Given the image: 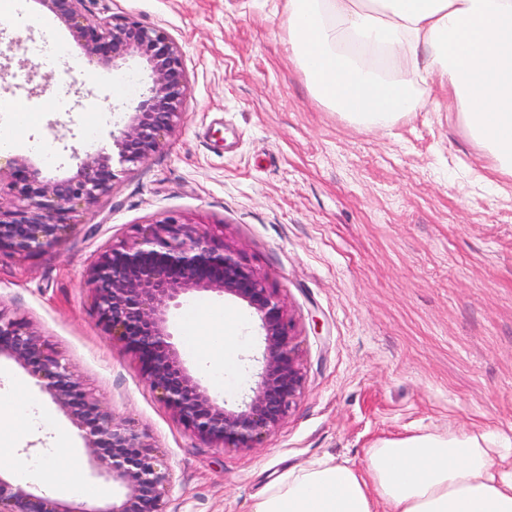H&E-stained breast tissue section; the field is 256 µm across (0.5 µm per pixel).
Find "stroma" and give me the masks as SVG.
<instances>
[{"mask_svg":"<svg viewBox=\"0 0 512 512\" xmlns=\"http://www.w3.org/2000/svg\"><path fill=\"white\" fill-rule=\"evenodd\" d=\"M86 9L168 34L189 81L183 115L146 162L113 159L110 192L79 208L59 243L26 258L0 253V303L153 444L173 473L168 512H251L288 469L319 459L360 467L388 439L512 430V177L470 138L447 90L394 124L361 126L312 95L289 50L287 0H87ZM32 43L35 61L21 50ZM151 81L136 54L115 67L89 62L37 0H0V100L33 115L4 158L73 176L87 146L111 150ZM168 215L238 250L287 305L304 384L258 448L196 438L97 322L87 269L111 242ZM194 301L242 319L238 369L222 394L237 408L261 367L258 318L231 296ZM19 382L49 418L18 454L60 456L55 431L69 418L1 358L0 399Z\"/></svg>","mask_w":512,"mask_h":512,"instance_id":"35a3bbf8","label":"stroma"}]
</instances>
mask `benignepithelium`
Instances as JSON below:
<instances>
[{"mask_svg": "<svg viewBox=\"0 0 512 512\" xmlns=\"http://www.w3.org/2000/svg\"><path fill=\"white\" fill-rule=\"evenodd\" d=\"M85 2L38 0L83 43L90 59L115 64L137 53L149 62L148 96L114 138L121 161L142 163L181 117L189 83L180 51L164 31L130 16L89 18ZM111 160L105 152H88L75 175L57 181L42 179L23 158L9 160L21 205L0 209V251L27 256L56 244L71 228L66 214L74 206L93 205L110 191ZM86 285L105 333L135 353L159 400L201 441L214 448H255L285 421L304 381L291 319L278 292L235 250L216 245L192 223L165 216L146 225L132 243L102 251L87 270ZM203 291L240 299L261 324L263 370L249 402L237 410L226 408L188 371L169 330L170 308ZM2 356L25 369L70 418L95 471L112 478L122 494L103 505H74L0 474V512H166L173 474L152 445L103 409L27 321L0 303Z\"/></svg>", "mask_w": 512, "mask_h": 512, "instance_id": "1", "label": "benign epithelium"}]
</instances>
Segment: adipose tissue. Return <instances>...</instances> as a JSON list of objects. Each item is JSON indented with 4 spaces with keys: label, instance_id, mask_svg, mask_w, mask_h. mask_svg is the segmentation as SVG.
<instances>
[{
    "label": "adipose tissue",
    "instance_id": "obj_1",
    "mask_svg": "<svg viewBox=\"0 0 512 512\" xmlns=\"http://www.w3.org/2000/svg\"><path fill=\"white\" fill-rule=\"evenodd\" d=\"M289 43L312 94L352 122L381 126L413 111L403 75L423 96L444 83L471 136L512 175V0H288ZM240 316L191 309L185 343L215 384L236 368ZM40 419L38 403H0V470L50 492L92 496L75 463L20 458L16 445ZM252 512H512V439L494 432L386 440L362 468L320 460L291 469Z\"/></svg>",
    "mask_w": 512,
    "mask_h": 512
}]
</instances>
